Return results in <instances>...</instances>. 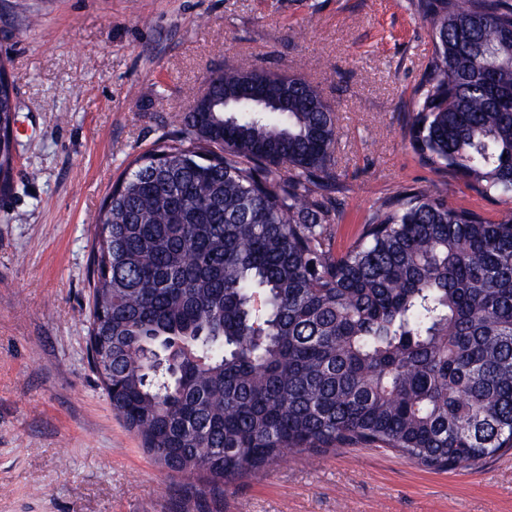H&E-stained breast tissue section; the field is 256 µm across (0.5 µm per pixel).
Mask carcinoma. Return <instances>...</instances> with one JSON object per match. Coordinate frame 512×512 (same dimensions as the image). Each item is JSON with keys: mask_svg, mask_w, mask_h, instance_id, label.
Instances as JSON below:
<instances>
[{"mask_svg": "<svg viewBox=\"0 0 512 512\" xmlns=\"http://www.w3.org/2000/svg\"><path fill=\"white\" fill-rule=\"evenodd\" d=\"M433 52L407 129L418 161L512 202V0H415ZM262 75L264 101L237 91ZM112 188L92 250V349L112 411L198 512L288 452L354 443L428 470L512 449V216L418 186L335 254L336 116L252 66ZM0 81V184L12 169ZM191 351L203 365L161 364Z\"/></svg>", "mask_w": 512, "mask_h": 512, "instance_id": "obj_1", "label": "carcinoma"}]
</instances>
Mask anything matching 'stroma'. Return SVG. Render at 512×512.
<instances>
[{"label":"stroma","instance_id":"35a3bbf8","mask_svg":"<svg viewBox=\"0 0 512 512\" xmlns=\"http://www.w3.org/2000/svg\"><path fill=\"white\" fill-rule=\"evenodd\" d=\"M430 33L412 0H0L16 157L0 190V512H196L122 420L88 354L91 243L113 184L211 71L298 74L337 116L344 250L393 185L460 199L405 136ZM219 512H512V451L456 471L353 444L287 455Z\"/></svg>","mask_w":512,"mask_h":512}]
</instances>
